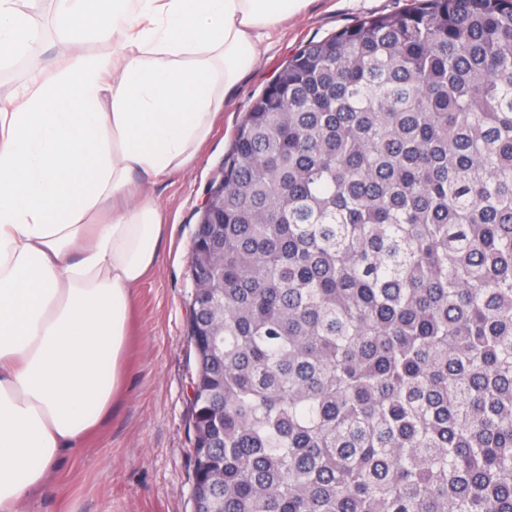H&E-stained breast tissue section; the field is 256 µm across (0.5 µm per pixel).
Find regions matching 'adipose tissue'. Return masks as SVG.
I'll use <instances>...</instances> for the list:
<instances>
[{"instance_id":"obj_1","label":"adipose tissue","mask_w":512,"mask_h":512,"mask_svg":"<svg viewBox=\"0 0 512 512\" xmlns=\"http://www.w3.org/2000/svg\"><path fill=\"white\" fill-rule=\"evenodd\" d=\"M57 3L62 34L113 51L60 60L0 107V512L81 448L123 387L129 312L163 227L149 198L124 199L195 156L263 37L307 0ZM31 35L17 0H0V53Z\"/></svg>"}]
</instances>
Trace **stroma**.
I'll use <instances>...</instances> for the list:
<instances>
[{"label":"stroma","mask_w":512,"mask_h":512,"mask_svg":"<svg viewBox=\"0 0 512 512\" xmlns=\"http://www.w3.org/2000/svg\"><path fill=\"white\" fill-rule=\"evenodd\" d=\"M414 0H309L273 31L258 61L225 101L197 158L147 193L163 216L164 241L154 270L136 290L125 354L126 378L101 428L50 474L22 512H192L194 476L191 400L196 373L188 337L193 288L190 252L195 212L228 154L237 124L303 44L319 41L371 14L398 13ZM111 42H67L54 33L0 58V100L30 84L62 53L99 56Z\"/></svg>","instance_id":"stroma-1"}]
</instances>
